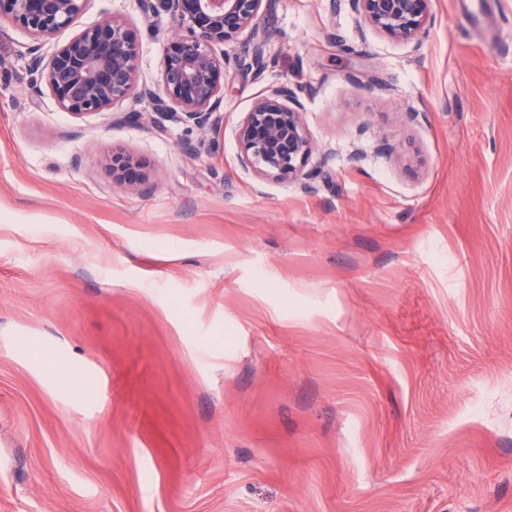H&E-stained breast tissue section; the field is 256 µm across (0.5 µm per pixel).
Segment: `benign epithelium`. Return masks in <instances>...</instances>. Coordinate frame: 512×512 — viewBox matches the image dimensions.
Here are the masks:
<instances>
[{"mask_svg": "<svg viewBox=\"0 0 512 512\" xmlns=\"http://www.w3.org/2000/svg\"><path fill=\"white\" fill-rule=\"evenodd\" d=\"M84 0H0V21L28 31L33 81H45L59 107L77 119L103 111L129 98L145 97L153 113L194 126L202 135L217 130L224 100L221 74L233 64L260 75L267 67L266 40L233 60L218 48L239 33H260L265 0H161L173 25L170 52L163 61L158 90L137 89L138 49L127 23L105 18L57 48L49 60L39 54V41L67 26ZM431 0H349L369 27L403 42L420 39L432 24ZM240 163L258 176L302 182L306 188L319 172L305 171L313 148L297 92L279 86L263 92L241 121L237 133ZM102 163L112 183L138 189L148 173L138 157L112 151Z\"/></svg>", "mask_w": 512, "mask_h": 512, "instance_id": "benign-epithelium-1", "label": "benign epithelium"}]
</instances>
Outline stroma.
<instances>
[{"mask_svg": "<svg viewBox=\"0 0 512 512\" xmlns=\"http://www.w3.org/2000/svg\"><path fill=\"white\" fill-rule=\"evenodd\" d=\"M431 0L420 43L348 0H268L209 145L129 99L81 119L0 24V512H512V29ZM127 20L138 86L172 25L85 0L44 56ZM297 89L312 190L241 166ZM144 158L113 184L112 149ZM493 0H479L474 7L466 10L468 35L472 36L483 30L490 31V12ZM265 38L259 39L253 43L251 53L249 50L244 51L242 57L234 58L233 64L237 68H246L254 71L256 75H261L267 67V59L265 56ZM113 184L139 189L148 180L147 167L138 157L123 152L111 151L102 159Z\"/></svg>", "mask_w": 512, "mask_h": 512, "instance_id": "obj_1", "label": "stroma"}]
</instances>
